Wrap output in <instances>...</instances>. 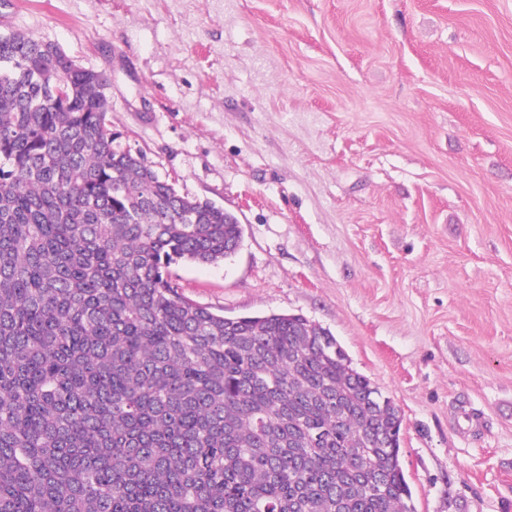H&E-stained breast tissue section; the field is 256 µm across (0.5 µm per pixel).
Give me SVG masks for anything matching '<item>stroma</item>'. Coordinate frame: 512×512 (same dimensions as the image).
Returning <instances> with one entry per match:
<instances>
[{"mask_svg": "<svg viewBox=\"0 0 512 512\" xmlns=\"http://www.w3.org/2000/svg\"><path fill=\"white\" fill-rule=\"evenodd\" d=\"M9 32L238 217L172 266L187 300L326 328L401 413L416 512H512V0H0Z\"/></svg>", "mask_w": 512, "mask_h": 512, "instance_id": "1", "label": "stroma"}]
</instances>
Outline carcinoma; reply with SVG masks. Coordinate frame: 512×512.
I'll list each match as a JSON object with an SVG mask.
<instances>
[{
  "label": "carcinoma",
  "instance_id": "cac0c4a2",
  "mask_svg": "<svg viewBox=\"0 0 512 512\" xmlns=\"http://www.w3.org/2000/svg\"><path fill=\"white\" fill-rule=\"evenodd\" d=\"M41 44L0 34V512H415L399 409L304 316L180 293L241 226L114 146L101 74Z\"/></svg>",
  "mask_w": 512,
  "mask_h": 512
}]
</instances>
